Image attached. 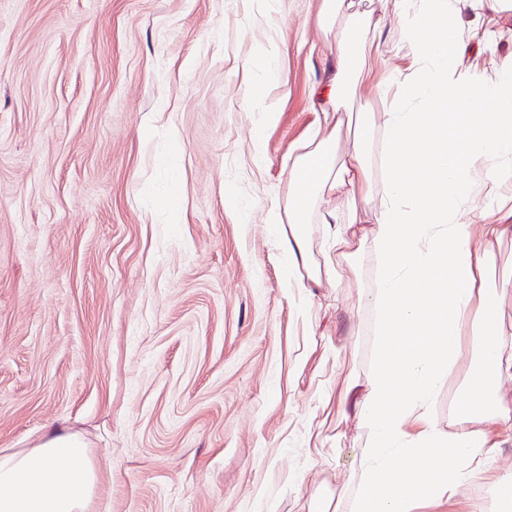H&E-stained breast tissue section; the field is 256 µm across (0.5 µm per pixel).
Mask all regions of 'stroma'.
Returning a JSON list of instances; mask_svg holds the SVG:
<instances>
[{
  "label": "stroma",
  "instance_id": "1",
  "mask_svg": "<svg viewBox=\"0 0 512 512\" xmlns=\"http://www.w3.org/2000/svg\"><path fill=\"white\" fill-rule=\"evenodd\" d=\"M321 0H0V448L66 425L100 475L94 512H352L368 432L346 381L377 366L370 245L287 284L268 234L327 81ZM382 31L355 108L406 75ZM463 62L512 59V15L462 17ZM288 81L263 120L252 60ZM264 140L253 151L255 135ZM233 195L239 209L226 206ZM433 418L460 415L472 339ZM259 64L266 71L270 80L279 84L285 83L286 75L280 67L278 47L276 44L270 43L263 48Z\"/></svg>",
  "mask_w": 512,
  "mask_h": 512
}]
</instances>
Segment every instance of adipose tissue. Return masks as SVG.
I'll use <instances>...</instances> for the list:
<instances>
[{
	"label": "adipose tissue",
	"instance_id": "obj_1",
	"mask_svg": "<svg viewBox=\"0 0 512 512\" xmlns=\"http://www.w3.org/2000/svg\"><path fill=\"white\" fill-rule=\"evenodd\" d=\"M383 3L413 60L411 74L387 111L350 112L377 29L355 0H322L314 22L332 75L312 99L316 123L289 159L288 196L268 224L292 288L322 283L311 223L328 228L326 245L342 257L352 254L353 225H370L381 262V366L363 391L345 388L370 433L355 476L356 512H413L421 500L461 495L512 440V407L490 402L512 381V357L504 355L512 331L492 294L512 286V270L495 264L512 224L470 218L475 200L512 186V66L487 78L464 66L458 39L464 12L491 23L512 11V0ZM333 193L344 197L347 217L323 206ZM466 329L476 340L467 392L483 412L443 432L428 405L460 360ZM99 483L84 443L67 427L46 430L31 448H0V512H91Z\"/></svg>",
	"mask_w": 512,
	"mask_h": 512
}]
</instances>
